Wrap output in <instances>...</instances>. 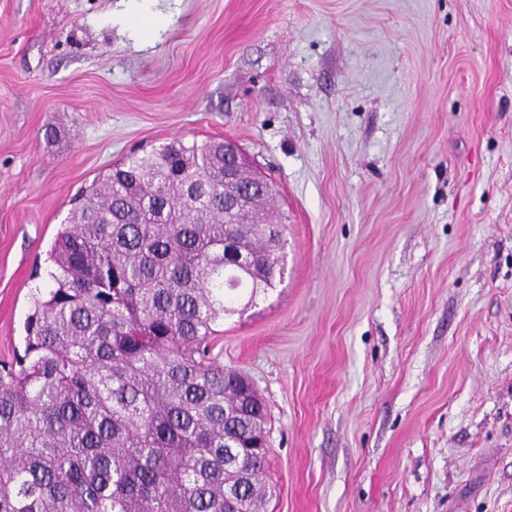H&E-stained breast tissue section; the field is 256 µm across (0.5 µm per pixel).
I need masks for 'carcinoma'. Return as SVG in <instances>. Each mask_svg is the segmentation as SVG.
I'll use <instances>...</instances> for the list:
<instances>
[{
	"mask_svg": "<svg viewBox=\"0 0 512 512\" xmlns=\"http://www.w3.org/2000/svg\"><path fill=\"white\" fill-rule=\"evenodd\" d=\"M224 142L135 152L74 199L0 362V512H263L267 409L211 356L236 303L283 278L253 187L234 214ZM251 257L244 267L226 247Z\"/></svg>",
	"mask_w": 512,
	"mask_h": 512,
	"instance_id": "cac0c4a2",
	"label": "carcinoma"
}]
</instances>
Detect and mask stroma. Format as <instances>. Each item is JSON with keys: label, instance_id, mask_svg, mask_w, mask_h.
Segmentation results:
<instances>
[{"label": "stroma", "instance_id": "1", "mask_svg": "<svg viewBox=\"0 0 512 512\" xmlns=\"http://www.w3.org/2000/svg\"><path fill=\"white\" fill-rule=\"evenodd\" d=\"M181 137L275 183L215 344L267 512H512V0H0V360L70 199Z\"/></svg>", "mask_w": 512, "mask_h": 512}]
</instances>
